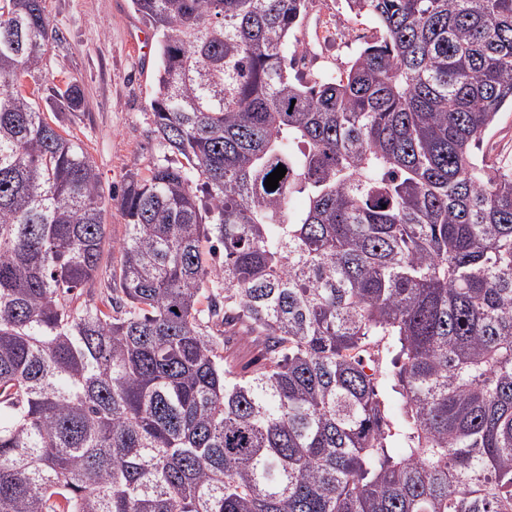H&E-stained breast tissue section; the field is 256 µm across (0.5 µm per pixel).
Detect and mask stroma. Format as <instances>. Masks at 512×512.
Listing matches in <instances>:
<instances>
[{
    "label": "stroma",
    "mask_w": 512,
    "mask_h": 512,
    "mask_svg": "<svg viewBox=\"0 0 512 512\" xmlns=\"http://www.w3.org/2000/svg\"><path fill=\"white\" fill-rule=\"evenodd\" d=\"M45 7L62 41L47 46L36 79L44 86L80 84L85 105L62 113L61 123L93 159L104 190L120 189L128 170L148 168L159 152L150 133L157 38L130 0H45ZM374 32L373 23L351 14L344 0H309L297 37L314 53H289V76L308 82L324 71L339 73ZM138 39L144 51L133 50ZM481 152L495 162H512L511 107L501 109Z\"/></svg>",
    "instance_id": "stroma-1"
}]
</instances>
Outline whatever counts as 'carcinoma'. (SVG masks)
Listing matches in <instances>:
<instances>
[{
	"instance_id": "1",
	"label": "carcinoma",
	"mask_w": 512,
	"mask_h": 512,
	"mask_svg": "<svg viewBox=\"0 0 512 512\" xmlns=\"http://www.w3.org/2000/svg\"><path fill=\"white\" fill-rule=\"evenodd\" d=\"M345 2L376 36L304 83L307 0H131L161 154L107 196L43 110L80 85L22 83L44 0H0V512H512V165L479 155L512 0Z\"/></svg>"
}]
</instances>
